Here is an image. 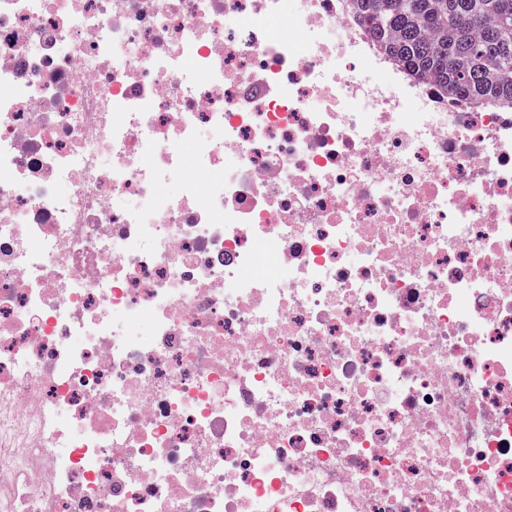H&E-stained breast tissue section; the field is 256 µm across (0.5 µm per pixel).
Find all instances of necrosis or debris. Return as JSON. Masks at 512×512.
I'll use <instances>...</instances> for the list:
<instances>
[{"instance_id": "1", "label": "necrosis or debris", "mask_w": 512, "mask_h": 512, "mask_svg": "<svg viewBox=\"0 0 512 512\" xmlns=\"http://www.w3.org/2000/svg\"><path fill=\"white\" fill-rule=\"evenodd\" d=\"M0 512H512V111L347 0H0Z\"/></svg>"}]
</instances>
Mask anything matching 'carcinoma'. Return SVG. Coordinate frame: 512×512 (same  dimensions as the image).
Returning <instances> with one entry per match:
<instances>
[{
    "label": "carcinoma",
    "instance_id": "cac0c4a2",
    "mask_svg": "<svg viewBox=\"0 0 512 512\" xmlns=\"http://www.w3.org/2000/svg\"><path fill=\"white\" fill-rule=\"evenodd\" d=\"M374 45L453 103L512 109V0H348Z\"/></svg>",
    "mask_w": 512,
    "mask_h": 512
}]
</instances>
